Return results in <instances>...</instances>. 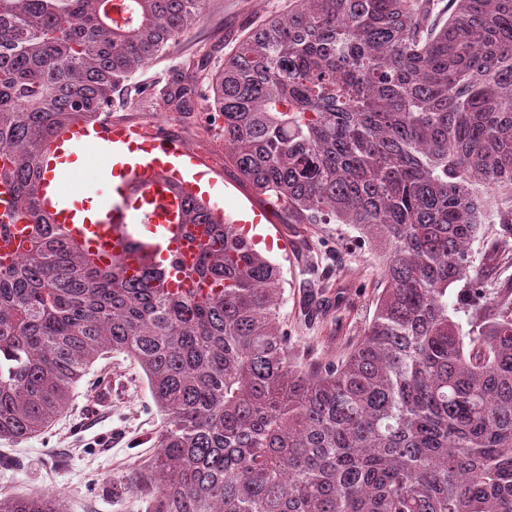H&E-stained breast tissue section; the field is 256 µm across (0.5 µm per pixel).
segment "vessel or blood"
I'll list each match as a JSON object with an SVG mask.
<instances>
[{"label":"vessel or blood","instance_id":"1","mask_svg":"<svg viewBox=\"0 0 512 512\" xmlns=\"http://www.w3.org/2000/svg\"><path fill=\"white\" fill-rule=\"evenodd\" d=\"M90 150L111 184L103 198L74 199L68 192L80 150ZM37 194L53 223L80 242L86 256L99 265L119 260L123 276L132 280L146 265L164 260V287L187 290L201 287L195 269L208 242L205 225L182 228L185 200L208 182L211 197L224 196L225 185L201 156L166 135L145 132L111 117L73 124L51 143L38 163ZM266 209L241 205L233 228L249 224L274 225ZM24 225L0 239V261L21 252Z\"/></svg>","mask_w":512,"mask_h":512}]
</instances>
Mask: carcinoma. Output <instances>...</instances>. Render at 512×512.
Masks as SVG:
<instances>
[{"label": "carcinoma", "mask_w": 512, "mask_h": 512, "mask_svg": "<svg viewBox=\"0 0 512 512\" xmlns=\"http://www.w3.org/2000/svg\"><path fill=\"white\" fill-rule=\"evenodd\" d=\"M288 0L215 68L152 87L207 100L225 158L290 224H349L382 258L372 317L338 363L292 362L280 268L210 224L198 294L92 263L40 210L41 154L111 111L206 0H0V186L29 225L0 263V439L64 413L112 353L169 417L138 471L145 512H512V285L470 244L485 192L512 189V0ZM200 198L186 219L204 224ZM512 245L500 216L493 255ZM466 285L463 332L448 288ZM0 512H60L49 495Z\"/></svg>", "instance_id": "1"}]
</instances>
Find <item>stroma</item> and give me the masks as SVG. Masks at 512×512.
Here are the masks:
<instances>
[{"label":"stroma","instance_id":"1","mask_svg":"<svg viewBox=\"0 0 512 512\" xmlns=\"http://www.w3.org/2000/svg\"><path fill=\"white\" fill-rule=\"evenodd\" d=\"M288 0H207L204 20L175 47L141 70L121 92L113 119L159 129L198 153L224 180L228 191L218 207L232 212L256 199L252 186L224 158V140L209 113L181 117L162 111L140 86L158 81L182 62L231 50L268 17L287 13ZM512 210V192L491 195L470 253L486 262L488 244L501 213ZM288 242L266 257L280 266V314L288 327L294 360L322 363L342 358L371 318L380 269L368 244L345 224H292L278 214ZM169 419L153 403L136 363L112 354L92 365L74 391L69 410L42 435L0 439V496L55 494L62 512H144L134 477L153 454Z\"/></svg>","mask_w":512,"mask_h":512}]
</instances>
